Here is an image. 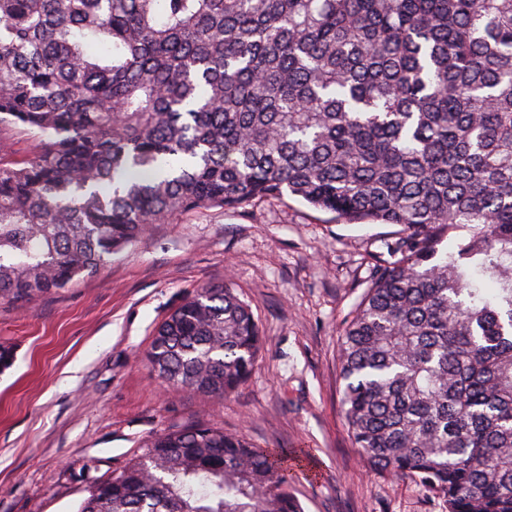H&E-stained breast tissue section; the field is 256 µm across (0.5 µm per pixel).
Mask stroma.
<instances>
[{
	"instance_id": "35a3bbf8",
	"label": "stroma",
	"mask_w": 512,
	"mask_h": 512,
	"mask_svg": "<svg viewBox=\"0 0 512 512\" xmlns=\"http://www.w3.org/2000/svg\"><path fill=\"white\" fill-rule=\"evenodd\" d=\"M392 224H347L299 200L211 208L156 224L100 272L36 300L0 302V512H78L88 488L148 436L203 422L263 448L306 452L303 512H444L407 478L366 468L348 432L339 344ZM230 282L265 340L223 398L161 386L143 358L193 289Z\"/></svg>"
}]
</instances>
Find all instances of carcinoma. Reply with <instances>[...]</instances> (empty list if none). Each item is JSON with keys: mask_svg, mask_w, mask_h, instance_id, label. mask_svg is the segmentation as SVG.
I'll return each instance as SVG.
<instances>
[{"mask_svg": "<svg viewBox=\"0 0 512 512\" xmlns=\"http://www.w3.org/2000/svg\"><path fill=\"white\" fill-rule=\"evenodd\" d=\"M0 301L94 274L152 224L293 196L401 236L341 342L371 469L512 512V0H0ZM262 344L229 283L146 359L224 397ZM286 448L191 422L78 512H303ZM34 142L33 135L21 129L0 131V145L6 144L14 156L27 155Z\"/></svg>", "mask_w": 512, "mask_h": 512, "instance_id": "obj_1", "label": "carcinoma"}]
</instances>
